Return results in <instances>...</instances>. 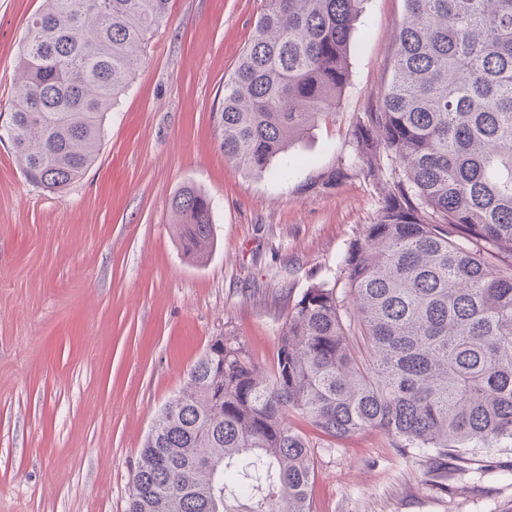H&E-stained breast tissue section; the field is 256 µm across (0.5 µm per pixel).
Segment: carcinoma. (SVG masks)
<instances>
[{
    "label": "carcinoma",
    "instance_id": "obj_1",
    "mask_svg": "<svg viewBox=\"0 0 512 512\" xmlns=\"http://www.w3.org/2000/svg\"><path fill=\"white\" fill-rule=\"evenodd\" d=\"M362 0H269L213 121L224 158L271 170L350 78ZM391 74L358 120L370 171L392 162L344 291L309 286L269 367L215 340L154 418L128 512H311L305 418L340 437L461 459L512 443V0H405ZM170 0H43L28 21L6 134L27 178L61 191L97 159L108 112ZM171 208L185 255L213 247L211 199Z\"/></svg>",
    "mask_w": 512,
    "mask_h": 512
}]
</instances>
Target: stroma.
<instances>
[{"mask_svg":"<svg viewBox=\"0 0 512 512\" xmlns=\"http://www.w3.org/2000/svg\"><path fill=\"white\" fill-rule=\"evenodd\" d=\"M42 0H0V126L21 40ZM268 0H170L94 165L64 191L23 175L0 140V512H126L153 419L230 332L271 364L284 316L335 283L372 223L379 184L352 131L390 76L404 0H364L336 112L291 145L294 174L248 176L213 113ZM339 182H331L336 169ZM213 203L211 253L181 251L171 201ZM314 445L312 512H512V445L441 459L377 430Z\"/></svg>","mask_w":512,"mask_h":512,"instance_id":"obj_1","label":"stroma"}]
</instances>
